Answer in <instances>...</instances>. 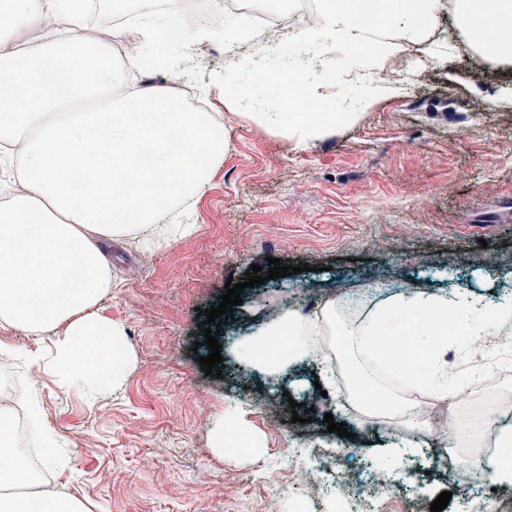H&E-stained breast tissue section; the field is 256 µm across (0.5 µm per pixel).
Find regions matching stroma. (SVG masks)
Listing matches in <instances>:
<instances>
[{
  "label": "stroma",
  "instance_id": "1",
  "mask_svg": "<svg viewBox=\"0 0 512 512\" xmlns=\"http://www.w3.org/2000/svg\"><path fill=\"white\" fill-rule=\"evenodd\" d=\"M415 77L408 91L380 101L353 127L306 149L251 122L255 98L267 111L283 109L277 87L260 83L248 47L223 33L170 47L171 67L137 49L129 78L164 84L170 69L188 74L230 132L223 161L195 204L197 231L170 244L138 238L106 244L112 286L96 304L102 318L124 326L135 360L122 384L104 390L58 384L49 370L21 391L35 402L65 463L51 476L55 490L85 500L89 512H430L444 491V512H466V495L485 493L482 476L462 490L444 476L423 489L384 468L387 433L353 432L347 440L318 434L305 462L287 448L299 429L291 412L268 405L290 393L316 419L335 413L334 394H321L312 367L302 363L271 383L224 360V377L199 364L208 349L197 312L217 305L227 281L241 282L267 258L301 266L280 277L256 303L245 288L241 318L254 326L277 315L287 291L311 282L334 290L348 281L383 291L395 284L436 281L452 253L462 288L512 254V66L477 55L456 21V0H441L424 39L408 44ZM238 57L225 70L227 55ZM243 88L236 109L224 106V81ZM494 380L471 390L461 412L512 399V354L491 353ZM245 402L250 432L261 446L224 461L212 431L230 400ZM342 445L347 462L366 459L388 487L375 502L342 501L332 492L300 497V466L314 467Z\"/></svg>",
  "mask_w": 512,
  "mask_h": 512
}]
</instances>
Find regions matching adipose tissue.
I'll list each match as a JSON object with an SVG mask.
<instances>
[{"label": "adipose tissue", "instance_id": "ef3b65f1", "mask_svg": "<svg viewBox=\"0 0 512 512\" xmlns=\"http://www.w3.org/2000/svg\"><path fill=\"white\" fill-rule=\"evenodd\" d=\"M85 3L0 0V143L24 147V190L0 208V323L33 336L53 332L56 376L103 388L124 379L133 352L123 326L93 312L111 285L102 244L128 236L163 243L193 234L196 227L183 223L182 208L210 182L228 130L214 113L188 110L156 86L113 97L126 73L109 65V41L87 33ZM439 4L323 0L324 23L295 39L327 40L351 57L370 56L361 108L320 111L329 88H342L340 77L305 87L296 74L267 72L263 78L279 84L284 109H258L250 120L297 148L358 124L365 107L397 93L379 76ZM458 12L462 26L478 37L477 52L512 63V32L493 42L479 38L487 26L512 19V0H459ZM392 15L398 18L395 35L373 42ZM30 33L38 34L39 44L19 50V35ZM298 96L311 111H292ZM441 278L439 286L396 285L355 317L339 299L310 318L285 309L276 321L238 337L231 353L275 376L312 359L316 337H332L336 359L322 365V380L331 386L342 377L353 387L338 412L361 429L393 434L382 458L392 468H408L431 430L415 394L447 396L477 383L480 374L449 372V351L512 335V294L489 301L451 286V273ZM386 376L400 381L401 389L383 384ZM14 405L0 395V512H88L80 498L34 491V475L7 439ZM488 422L495 453L466 461L494 482L512 485V412L489 410Z\"/></svg>", "mask_w": 512, "mask_h": 512}]
</instances>
